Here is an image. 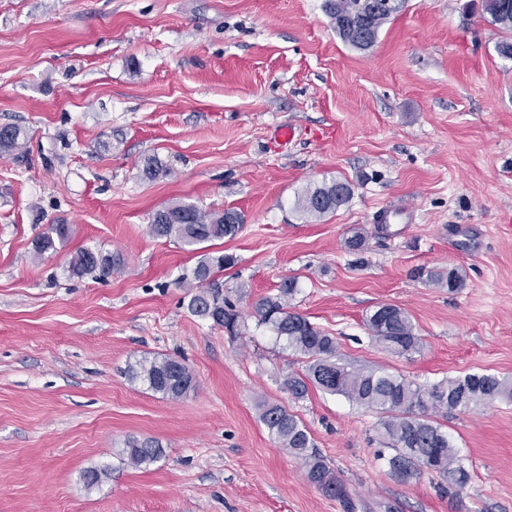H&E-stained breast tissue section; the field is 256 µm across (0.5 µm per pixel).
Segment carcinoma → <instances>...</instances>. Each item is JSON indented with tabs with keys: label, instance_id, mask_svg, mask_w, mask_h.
I'll use <instances>...</instances> for the list:
<instances>
[{
	"label": "carcinoma",
	"instance_id": "obj_1",
	"mask_svg": "<svg viewBox=\"0 0 512 512\" xmlns=\"http://www.w3.org/2000/svg\"><path fill=\"white\" fill-rule=\"evenodd\" d=\"M404 0H323L322 10L330 19L341 40L359 50L370 49L379 32L400 12ZM485 11L492 22L512 32V0H485ZM29 138L17 124L0 126V154H26ZM353 196L352 185L332 179L308 187L296 202L297 209L309 218L322 219L346 205ZM243 223L241 213L203 210L193 204L171 202L151 216L149 230L158 238L176 237L188 247L212 240L232 237ZM70 237L67 224H53L50 232L33 244L36 258L58 251ZM234 263L231 255L200 256L192 273L182 278L184 287L193 288L187 307L191 314L237 335L241 312L233 299L213 287L214 273ZM121 265V258L110 252L82 248L71 257L69 271L76 277H105ZM429 280L450 290L463 286V275L452 269L448 273L431 272ZM298 288L294 277L284 279L273 297H265L254 305V313L263 324H269L288 347L306 359L302 374H291L283 382L294 399L308 395L314 385L330 395H340L359 406L383 414L380 430L391 444L394 455L388 458L391 472L404 479L425 470L463 488L469 472L441 425L429 411H474L502 398L512 400V383L494 374L469 373L462 377L443 379L423 388L400 375L383 369L348 368L336 362V338L314 326L306 317L289 309L288 301ZM369 334L389 353L409 356L419 352L421 339L409 315L393 304H380L366 319ZM131 379L140 381L162 397L177 401L195 390L196 378L181 361L165 357L143 359L131 370ZM259 418L271 437L305 468L309 483L329 496L340 499L346 512H352L350 496L337 475L316 451L307 427L288 409L276 402L262 400ZM127 464L139 467L160 459L164 448L145 441L124 449Z\"/></svg>",
	"mask_w": 512,
	"mask_h": 512
}]
</instances>
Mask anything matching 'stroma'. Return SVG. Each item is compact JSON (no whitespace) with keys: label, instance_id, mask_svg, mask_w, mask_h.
<instances>
[{"label":"stroma","instance_id":"obj_1","mask_svg":"<svg viewBox=\"0 0 512 512\" xmlns=\"http://www.w3.org/2000/svg\"><path fill=\"white\" fill-rule=\"evenodd\" d=\"M322 0H0V125L30 138L0 156V512H344L259 419L264 399L309 429L356 512H512V402L443 420L471 480L392 476L378 412L282 388L305 361L258 322L256 301L297 278L290 308L338 342L340 363L427 386L512 379V60L483 0H406L374 47L344 44ZM293 127L287 146L276 128ZM166 175L142 176L145 156ZM351 183L335 214L295 209L310 185ZM244 218L206 251L241 295V333L191 315L199 254L150 234L172 201ZM411 207L408 224L383 210ZM71 237L34 259L51 225ZM367 236L349 251L353 229ZM81 248L121 254L69 276ZM456 269L462 288L429 282ZM422 339L398 357L369 334L375 306ZM172 357L197 387L171 401L132 381ZM156 440V462L121 450ZM107 470L94 488L83 475Z\"/></svg>","mask_w":512,"mask_h":512}]
</instances>
